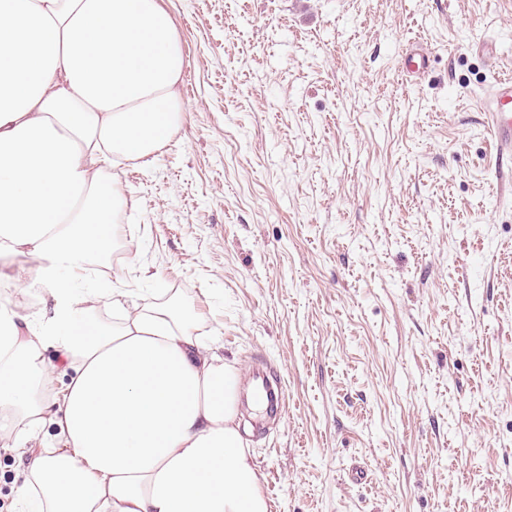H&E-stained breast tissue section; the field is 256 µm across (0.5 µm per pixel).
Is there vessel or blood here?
Masks as SVG:
<instances>
[{
  "mask_svg": "<svg viewBox=\"0 0 512 512\" xmlns=\"http://www.w3.org/2000/svg\"><path fill=\"white\" fill-rule=\"evenodd\" d=\"M481 106L493 142L495 167L501 180H508L512 177V77H497ZM248 383L253 399L264 406L267 413H279L281 391L266 374L253 372Z\"/></svg>",
  "mask_w": 512,
  "mask_h": 512,
  "instance_id": "vessel-or-blood-1",
  "label": "vessel or blood"
}]
</instances>
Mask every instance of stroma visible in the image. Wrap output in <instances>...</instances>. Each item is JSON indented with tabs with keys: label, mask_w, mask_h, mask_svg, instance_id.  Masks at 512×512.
Returning a JSON list of instances; mask_svg holds the SVG:
<instances>
[{
	"label": "stroma",
	"mask_w": 512,
	"mask_h": 512,
	"mask_svg": "<svg viewBox=\"0 0 512 512\" xmlns=\"http://www.w3.org/2000/svg\"><path fill=\"white\" fill-rule=\"evenodd\" d=\"M161 4L185 110L115 169L128 206L80 287L178 296L241 375H279L284 419L242 430L270 512H512V196L478 106L512 75V0ZM37 265L0 256V308L36 325L55 283L13 278ZM23 464L0 447V512Z\"/></svg>",
	"instance_id": "35a3bbf8"
}]
</instances>
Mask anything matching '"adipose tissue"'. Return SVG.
Masks as SVG:
<instances>
[{
	"label": "adipose tissue",
	"instance_id": "ef3b65f1",
	"mask_svg": "<svg viewBox=\"0 0 512 512\" xmlns=\"http://www.w3.org/2000/svg\"><path fill=\"white\" fill-rule=\"evenodd\" d=\"M184 66L160 0H0V91L13 98L0 104V249L59 273L48 323L61 365L45 363L29 316L0 311V443L45 421L60 439L25 468L26 512H270L242 446L239 371L195 336L194 313L73 286V259L110 249L124 204L105 164L170 140Z\"/></svg>",
	"mask_w": 512,
	"mask_h": 512
}]
</instances>
